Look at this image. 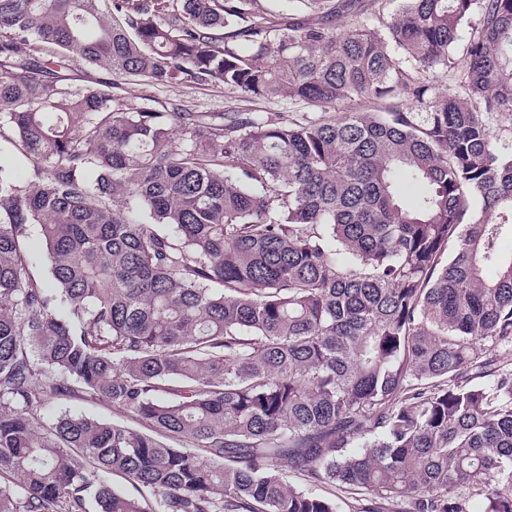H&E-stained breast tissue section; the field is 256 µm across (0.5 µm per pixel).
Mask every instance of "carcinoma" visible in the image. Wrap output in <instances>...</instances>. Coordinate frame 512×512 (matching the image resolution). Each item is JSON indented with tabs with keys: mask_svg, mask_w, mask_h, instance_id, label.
I'll list each match as a JSON object with an SVG mask.
<instances>
[{
	"mask_svg": "<svg viewBox=\"0 0 512 512\" xmlns=\"http://www.w3.org/2000/svg\"><path fill=\"white\" fill-rule=\"evenodd\" d=\"M290 2L0 0V143L32 167L0 160V512H512V152L486 121L512 114V0L343 33L384 0ZM475 5L464 94L432 101L411 69ZM76 59L111 78L72 84ZM76 394L145 430L43 421ZM125 91L132 94H147L159 100L180 99L194 112H284L290 118H298L306 112H313L301 101L247 99L239 92L211 86L189 88L170 86L152 88L124 84Z\"/></svg>",
	"mask_w": 512,
	"mask_h": 512,
	"instance_id": "obj_1",
	"label": "carcinoma"
}]
</instances>
